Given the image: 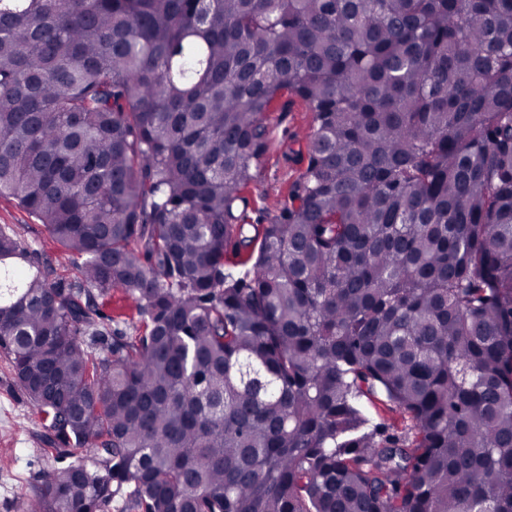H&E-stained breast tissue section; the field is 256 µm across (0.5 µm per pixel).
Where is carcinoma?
<instances>
[{
	"label": "carcinoma",
	"mask_w": 512,
	"mask_h": 512,
	"mask_svg": "<svg viewBox=\"0 0 512 512\" xmlns=\"http://www.w3.org/2000/svg\"><path fill=\"white\" fill-rule=\"evenodd\" d=\"M205 8L0 0V197L76 269L0 224V354L94 458L30 512H512V0ZM285 93L307 165L255 255ZM291 100L288 104V100ZM264 119L273 142L264 160L253 169V179L242 188L247 206L242 214L250 235L262 237V227L271 224L288 203L291 186L305 161L288 158L289 148L305 149L304 137L313 126V112L299 98L287 93L275 99ZM0 224H13L21 237L39 249L43 259L59 275L72 276L71 260L51 237L45 227L9 198H0ZM99 312L112 318V329H122L125 340L133 341L145 332V324L138 313L134 300L122 289H112L108 296L98 298Z\"/></svg>",
	"instance_id": "carcinoma-1"
}]
</instances>
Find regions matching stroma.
Masks as SVG:
<instances>
[{
  "label": "stroma",
  "mask_w": 512,
  "mask_h": 512,
  "mask_svg": "<svg viewBox=\"0 0 512 512\" xmlns=\"http://www.w3.org/2000/svg\"><path fill=\"white\" fill-rule=\"evenodd\" d=\"M264 119L273 142L264 160L253 171L242 194L247 206L242 214L250 234L261 233L287 203L291 186L304 164L289 152L302 148L313 126V114L298 98L275 99ZM0 224L14 225L21 237L39 249L43 259L58 274L73 273L70 259L45 227L17 203L0 198ZM100 313L111 318L132 341L145 332L134 300L121 289L99 298ZM46 429L36 408L16 382L8 360L0 355V512H28L34 487L62 460L56 448L45 441Z\"/></svg>",
  "instance_id": "35a3bbf8"
}]
</instances>
